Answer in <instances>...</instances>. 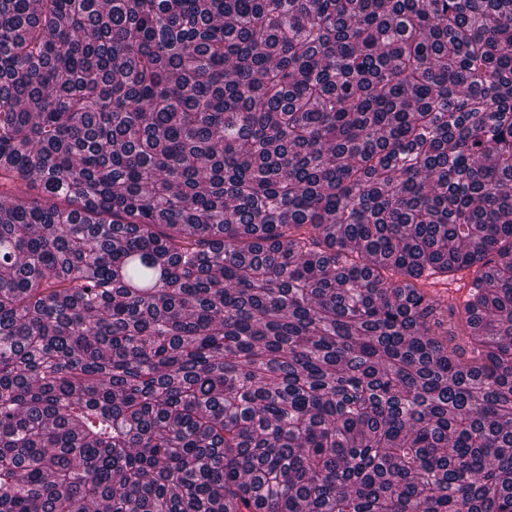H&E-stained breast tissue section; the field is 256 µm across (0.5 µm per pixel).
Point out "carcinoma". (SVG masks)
I'll list each match as a JSON object with an SVG mask.
<instances>
[{
  "instance_id": "1",
  "label": "carcinoma",
  "mask_w": 512,
  "mask_h": 512,
  "mask_svg": "<svg viewBox=\"0 0 512 512\" xmlns=\"http://www.w3.org/2000/svg\"><path fill=\"white\" fill-rule=\"evenodd\" d=\"M0 512H512V0H0Z\"/></svg>"
}]
</instances>
